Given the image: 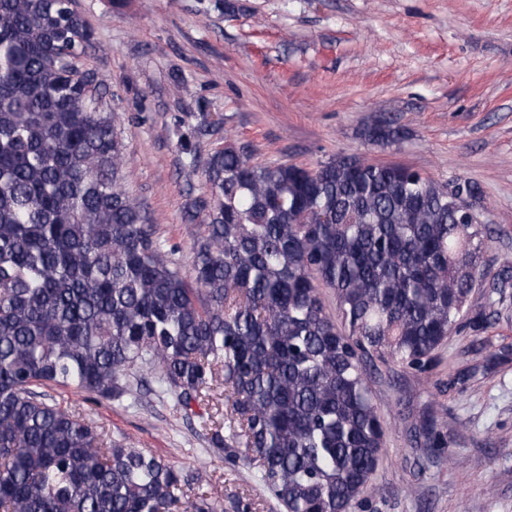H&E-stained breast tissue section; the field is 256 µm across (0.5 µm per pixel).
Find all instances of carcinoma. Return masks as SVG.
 Masks as SVG:
<instances>
[{
    "label": "carcinoma",
    "instance_id": "cac0c4a2",
    "mask_svg": "<svg viewBox=\"0 0 512 512\" xmlns=\"http://www.w3.org/2000/svg\"><path fill=\"white\" fill-rule=\"evenodd\" d=\"M73 0H0V509L223 512L203 473L108 437L46 388L137 403L134 380L196 414L214 448H243L286 512H352L384 430L365 363L424 371L472 307L488 236L470 186L336 155L259 165L221 120L179 145L206 191L191 269L123 189L125 144ZM379 147L399 129L365 130ZM331 290L333 320L319 289ZM224 387V412H195ZM429 445L447 447L435 421Z\"/></svg>",
    "mask_w": 512,
    "mask_h": 512
}]
</instances>
